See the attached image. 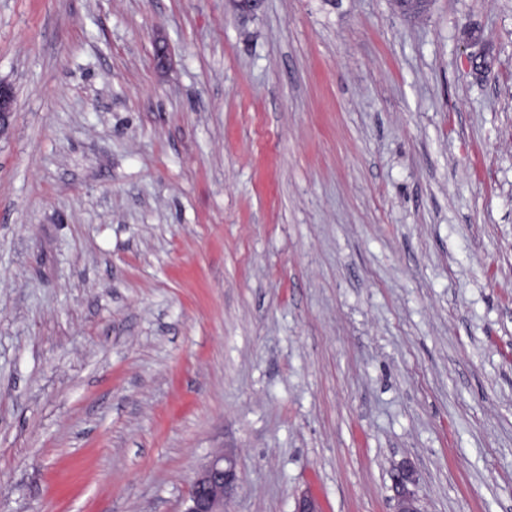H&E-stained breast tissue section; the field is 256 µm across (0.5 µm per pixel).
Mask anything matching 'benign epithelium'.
I'll list each match as a JSON object with an SVG mask.
<instances>
[{"instance_id":"obj_1","label":"benign epithelium","mask_w":512,"mask_h":512,"mask_svg":"<svg viewBox=\"0 0 512 512\" xmlns=\"http://www.w3.org/2000/svg\"><path fill=\"white\" fill-rule=\"evenodd\" d=\"M15 94L11 85L0 81V134L9 125L14 112ZM393 512H421L412 486L416 484L414 470L406 463L391 471ZM239 485L237 460L229 454L216 453L194 476L184 512H224V498Z\"/></svg>"}]
</instances>
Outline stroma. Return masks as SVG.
I'll return each mask as SVG.
<instances>
[{"instance_id":"stroma-1","label":"stroma","mask_w":512,"mask_h":512,"mask_svg":"<svg viewBox=\"0 0 512 512\" xmlns=\"http://www.w3.org/2000/svg\"><path fill=\"white\" fill-rule=\"evenodd\" d=\"M0 80V512H512V0H0ZM234 456L216 453L194 476L183 512H224V498L239 485ZM393 491V512H422L418 498L411 488L416 484L414 470L406 463L395 466L391 471Z\"/></svg>"}]
</instances>
